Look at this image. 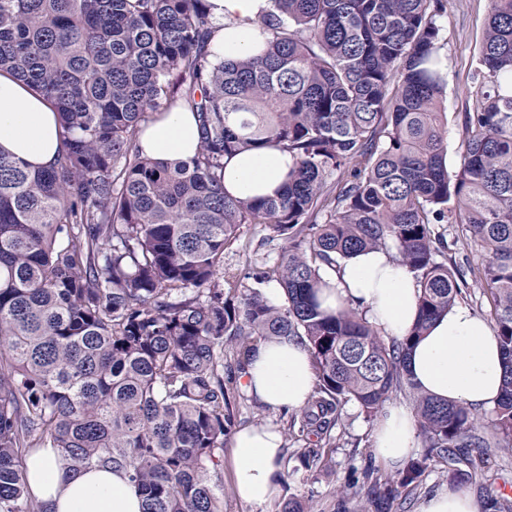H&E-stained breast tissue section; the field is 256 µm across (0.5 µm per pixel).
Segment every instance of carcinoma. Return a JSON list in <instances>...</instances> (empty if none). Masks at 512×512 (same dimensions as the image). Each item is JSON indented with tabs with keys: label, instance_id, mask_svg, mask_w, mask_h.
Listing matches in <instances>:
<instances>
[{
	"label": "carcinoma",
	"instance_id": "1",
	"mask_svg": "<svg viewBox=\"0 0 512 512\" xmlns=\"http://www.w3.org/2000/svg\"><path fill=\"white\" fill-rule=\"evenodd\" d=\"M257 57L216 62L209 0H0V74L57 113L48 169L0 153V512H46L28 448L72 469L126 470L143 512H224V343L296 337L317 375L300 433H327L347 402L367 417L409 394L425 459L374 479L379 500L425 460L491 447L471 409L441 403L405 357L472 280L491 290L504 376L491 422L512 440V0H489L459 164H445L440 18L448 0H274ZM194 112L189 161L142 154L151 114ZM278 146L285 193L224 191V156ZM244 224L284 241L276 262L224 278ZM466 226L446 240L447 227ZM480 262L448 263L457 243ZM395 250L421 288L419 317L385 340L358 310L322 308V270ZM275 283L282 300L264 289Z\"/></svg>",
	"mask_w": 512,
	"mask_h": 512
}]
</instances>
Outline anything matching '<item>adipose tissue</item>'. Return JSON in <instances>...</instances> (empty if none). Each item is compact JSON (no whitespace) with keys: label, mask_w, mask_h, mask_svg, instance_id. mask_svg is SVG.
I'll return each instance as SVG.
<instances>
[{"label":"adipose tissue","mask_w":512,"mask_h":512,"mask_svg":"<svg viewBox=\"0 0 512 512\" xmlns=\"http://www.w3.org/2000/svg\"><path fill=\"white\" fill-rule=\"evenodd\" d=\"M214 36L211 53L218 59L258 55L254 33L261 18L273 12V0H209ZM146 155L169 161L191 159L200 130L193 112L181 107L154 115L139 135ZM56 114L22 81L0 75V152L45 168L59 151ZM292 158L277 147L244 151L224 159V189L240 200L283 191ZM323 308L338 311L360 306L366 319L385 334L404 337L418 317L419 285L392 253L370 250L322 273ZM412 379L424 392L473 410L496 403L503 377V356L489 324L459 303L435 320L406 360ZM317 378L309 356L293 339L259 342L240 375L241 387L273 408L301 409L311 400ZM419 444L413 411L388 408L374 432L376 456L389 466L406 463ZM237 496L259 507L271 506L281 482V435L265 426L241 428L230 448ZM32 494L46 512H142V500L121 469L74 471L58 449L38 448L27 458Z\"/></svg>","instance_id":"ef3b65f1"}]
</instances>
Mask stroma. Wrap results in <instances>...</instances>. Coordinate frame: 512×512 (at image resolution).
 <instances>
[{
    "instance_id": "stroma-1",
    "label": "stroma",
    "mask_w": 512,
    "mask_h": 512,
    "mask_svg": "<svg viewBox=\"0 0 512 512\" xmlns=\"http://www.w3.org/2000/svg\"><path fill=\"white\" fill-rule=\"evenodd\" d=\"M487 13V0H448L447 12L440 20L448 80L443 98L448 118L447 158L452 167L459 162L461 117L472 103L476 51ZM282 246L263 226L243 225L239 241L224 255L225 276L240 278L248 266L274 261ZM229 412L236 428L269 425L279 430L284 442L282 479L290 494L311 505L313 512H418L427 497L449 489L469 492L478 512H512V493L503 491L504 486H512V447L492 449L489 456L469 466L428 460L420 482L405 489L401 498L383 503L375 499L362 478L369 467L383 476L389 475L390 469L374 452L376 420L366 418L356 403L342 406L331 431L328 455L308 469L299 456L315 448L317 439L293 436V413L273 410L239 387L230 394Z\"/></svg>"
}]
</instances>
